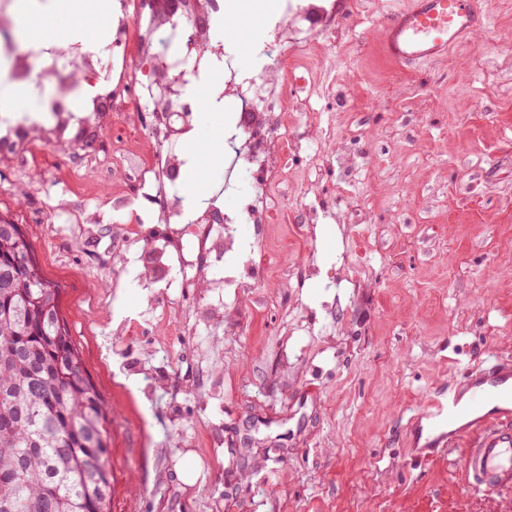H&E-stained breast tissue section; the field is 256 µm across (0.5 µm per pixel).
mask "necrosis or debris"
<instances>
[{"instance_id":"1","label":"necrosis or debris","mask_w":512,"mask_h":512,"mask_svg":"<svg viewBox=\"0 0 512 512\" xmlns=\"http://www.w3.org/2000/svg\"><path fill=\"white\" fill-rule=\"evenodd\" d=\"M118 3L112 46L106 51H88L78 43L63 54L0 44L10 79L35 90L42 78L56 81L43 119L0 124V147L21 150L24 166L42 171L57 163L44 127L64 132L81 119L110 129L114 143L135 138L134 162L116 157L114 171L124 189L112 209L123 215L116 229L126 238L140 236L145 221L163 227L160 245L151 248L152 264L138 269L140 288L152 290L175 271L185 282L206 277L208 300L180 308L170 321L174 334L194 336L203 328L231 326L234 298L272 270L266 255L243 259L237 225L270 224L287 216L277 195L290 190L307 201L296 226L302 238H309L312 226L334 213L327 202H309L310 184L291 185L288 162L302 147L299 128L316 127L327 141L335 137L334 127L315 112L311 100L335 94L336 84L317 77L304 63L303 50L313 24L335 27L336 5L334 0H285L283 15L267 27L270 39L264 55L279 74L273 81L238 76L232 65L235 51L217 33L224 0H185L174 17L153 11L148 0ZM157 34L176 42V49H154ZM203 73L231 107L225 144L235 161L248 167L251 197L241 209L206 207L189 220L175 186L187 163L186 128L175 125L172 114L187 103L189 77Z\"/></svg>"}]
</instances>
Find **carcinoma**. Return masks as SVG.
<instances>
[{"label": "carcinoma", "mask_w": 512, "mask_h": 512, "mask_svg": "<svg viewBox=\"0 0 512 512\" xmlns=\"http://www.w3.org/2000/svg\"><path fill=\"white\" fill-rule=\"evenodd\" d=\"M19 224L0 233V512H111L112 418Z\"/></svg>", "instance_id": "obj_1"}]
</instances>
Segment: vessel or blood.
Returning <instances> with one entry per match:
<instances>
[{"label": "vessel or blood", "instance_id": "obj_1", "mask_svg": "<svg viewBox=\"0 0 512 512\" xmlns=\"http://www.w3.org/2000/svg\"><path fill=\"white\" fill-rule=\"evenodd\" d=\"M484 25L479 0H413L386 22L382 50L402 66L431 62ZM464 379L467 402L452 397L434 413L438 446L444 450L466 441L460 467L467 486L486 494L511 492L512 362L465 370Z\"/></svg>", "mask_w": 512, "mask_h": 512}]
</instances>
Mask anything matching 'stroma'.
Instances as JSON below:
<instances>
[{"instance_id": "stroma-1", "label": "stroma", "mask_w": 512, "mask_h": 512, "mask_svg": "<svg viewBox=\"0 0 512 512\" xmlns=\"http://www.w3.org/2000/svg\"><path fill=\"white\" fill-rule=\"evenodd\" d=\"M240 16L225 26L239 73L258 76L250 44L265 39L267 4L225 0ZM364 16H340L343 39L316 32L306 47L335 97L313 106L336 127L324 152L350 148L369 168L352 194L337 176L317 178L337 211L364 209V224L316 225L310 244L294 224H241L245 246L297 268L310 248L318 278L269 277L246 290L233 327L201 330L194 345L173 335L175 304L204 298L197 281L147 297L112 268L108 146H80L95 160L87 193L103 221L93 236L65 221L80 204L69 184L0 165V206L25 225L46 275L63 289L61 312L83 365L112 418L108 463L112 512H512V492L467 487L461 449L415 460V414L435 394H464L461 375L494 359L512 361V9L483 0L487 28L425 65L402 67L381 48V24L411 0H362ZM15 32L68 44V18L28 23L11 0ZM208 84L191 100L188 140L212 141L224 117L206 107ZM224 159H197L194 187L224 209L248 199L250 174L223 188ZM364 264L348 287V262ZM143 331L126 344L134 359L154 352L149 373L123 368L112 333ZM260 442L246 459L245 439Z\"/></svg>"}]
</instances>
